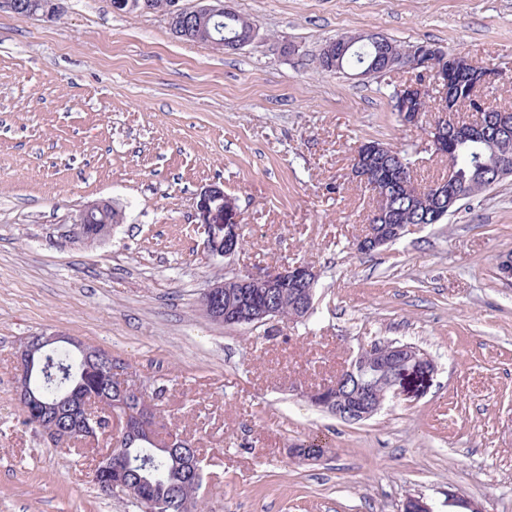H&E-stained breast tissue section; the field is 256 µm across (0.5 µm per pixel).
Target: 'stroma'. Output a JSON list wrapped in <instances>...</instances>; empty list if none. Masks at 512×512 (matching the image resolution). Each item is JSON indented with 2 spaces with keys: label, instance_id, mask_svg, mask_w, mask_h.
I'll return each instance as SVG.
<instances>
[{
  "label": "stroma",
  "instance_id": "stroma-1",
  "mask_svg": "<svg viewBox=\"0 0 512 512\" xmlns=\"http://www.w3.org/2000/svg\"><path fill=\"white\" fill-rule=\"evenodd\" d=\"M253 42L225 54L177 37L167 16L65 0L60 20L0 13V512H139L93 481L100 451L24 427L16 351L73 336L162 390L174 432L203 457L200 512H512V177L363 255L372 195L352 178L364 142L446 176L424 126L392 110L404 70L379 78L318 64L341 35L434 43L512 76V0H224ZM237 199L247 244L208 254L195 198ZM107 200L109 239L77 238ZM319 274L306 322L207 319L210 281L297 262ZM410 343L434 373L348 423L307 389L376 342ZM320 459L290 458L312 436ZM112 209V206L107 202H96L86 205L80 212L77 220V227L79 234L89 240H106L112 235L113 224H119L120 217L117 212ZM96 212H104L97 218L100 224L93 221V216Z\"/></svg>",
  "mask_w": 512,
  "mask_h": 512
}]
</instances>
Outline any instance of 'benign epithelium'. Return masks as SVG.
Masks as SVG:
<instances>
[{
	"mask_svg": "<svg viewBox=\"0 0 512 512\" xmlns=\"http://www.w3.org/2000/svg\"><path fill=\"white\" fill-rule=\"evenodd\" d=\"M162 12L169 14L175 22V34L187 35L200 25L205 27L214 23L215 28L224 24V16L229 10L224 8L222 0H207V4L200 5L193 10L177 6V0H168ZM361 39L359 35H345L329 42L324 48V57L341 63L342 58L355 46V41ZM208 44L216 50L236 52L246 45V41L238 36L227 35L220 37L211 35ZM455 60V64L445 69L442 67L447 58ZM467 66L468 60L459 55L449 56L447 51L432 44H414L404 51L388 53L381 58V62H373L368 68L360 72L367 76L371 73H387L402 69L411 70L419 75L432 77V86L440 89L445 98L455 94V78L453 76L456 65ZM429 90L427 83L406 82L397 87L396 105L400 112V120L406 125L419 124L421 114L416 112L415 103L423 100ZM484 107L492 110L487 126H478L471 130H463L456 125L454 114L448 109L440 110V118L427 130V141L431 149L436 150L448 146L453 151L454 143L463 138L484 139L492 137L498 146H507L512 142V114L495 111V105L485 100ZM386 149L380 145L363 143L358 149L355 160L351 164V172L356 180H366L375 166L387 162ZM459 185L456 179V166L448 164V174L439 184L433 186L435 196L441 209L448 212L459 202L463 195L458 193ZM111 208L107 202H96L86 205L80 212L77 220L79 234L89 240H106L112 236L111 224H97L93 216ZM195 218L197 229L204 235V248L216 257L230 258L241 249L239 237V224L242 223V213L235 198L224 193V190L212 185L198 193ZM410 225L396 224L389 231H368L356 240V250L360 252L374 251L391 242L394 237L406 235ZM318 273L311 265L299 262L293 265H284L274 268L263 274L251 272L237 273L229 278L215 280L208 285L205 295V312L210 320L226 326L249 324L253 327L266 325L281 318L279 309L271 299L257 301L252 293L256 287L267 288L271 291L288 286L292 288L293 305L299 315H309L314 308L315 284ZM66 343L84 355V361H89L92 351L86 345L71 336L55 333L40 335L39 350H50L55 346ZM18 374L27 376L34 363L40 361L36 357V350L30 345V339L20 341L18 347ZM391 364L396 365V372L387 381L390 393L397 394L404 381L411 376H428L434 370L430 358L410 344H401L390 341L383 345L373 344L367 351L360 352L349 364L343 367L339 380L346 382L359 377L372 376L382 378V372ZM112 372L121 381L117 387L118 410L112 413L110 420L113 430L117 433L130 434L131 438H139L131 423V411L125 409L123 401L131 396L143 394V390L127 383V372L123 365L112 363ZM345 408L352 414L362 418L373 416L379 402L374 399L359 400L354 404H347Z\"/></svg>",
	"mask_w": 512,
	"mask_h": 512,
	"instance_id": "obj_1",
	"label": "benign epithelium"
}]
</instances>
